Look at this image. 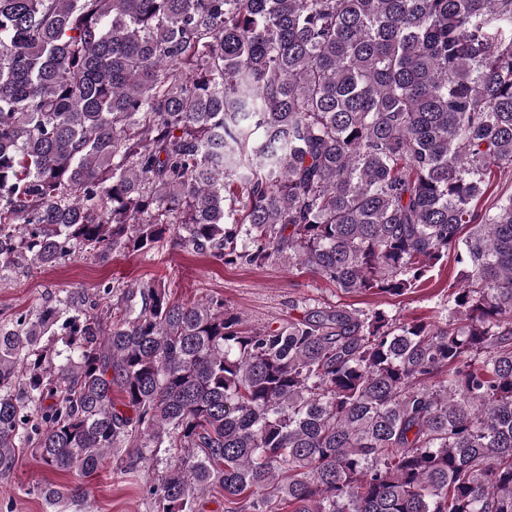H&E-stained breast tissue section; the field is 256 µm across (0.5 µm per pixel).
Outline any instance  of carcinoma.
Returning a JSON list of instances; mask_svg holds the SVG:
<instances>
[{"mask_svg": "<svg viewBox=\"0 0 512 512\" xmlns=\"http://www.w3.org/2000/svg\"><path fill=\"white\" fill-rule=\"evenodd\" d=\"M511 176L512 0H0V278L171 247L399 298L462 266L407 323L65 290L0 322V476L169 448L162 512H512V197L477 208Z\"/></svg>", "mask_w": 512, "mask_h": 512, "instance_id": "1", "label": "carcinoma"}]
</instances>
